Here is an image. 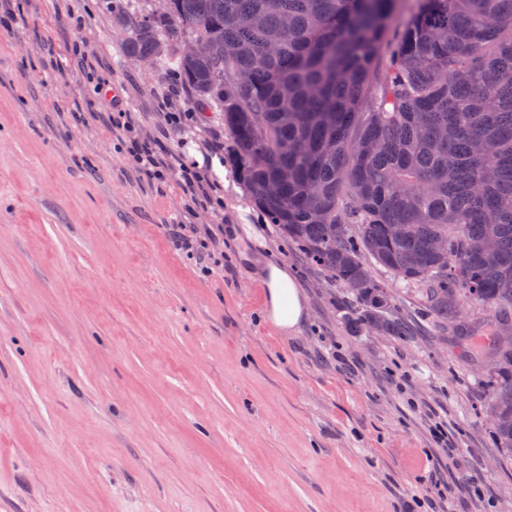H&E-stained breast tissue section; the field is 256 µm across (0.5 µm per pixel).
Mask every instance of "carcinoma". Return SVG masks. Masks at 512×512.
I'll list each match as a JSON object with an SVG mask.
<instances>
[{
	"label": "carcinoma",
	"mask_w": 512,
	"mask_h": 512,
	"mask_svg": "<svg viewBox=\"0 0 512 512\" xmlns=\"http://www.w3.org/2000/svg\"><path fill=\"white\" fill-rule=\"evenodd\" d=\"M192 39L228 53L186 59ZM128 52L224 113L254 203L348 288L351 330L410 336L406 310L512 362L494 339L512 322V0H169L135 17ZM465 303L491 314L464 322ZM494 377L511 452L512 369Z\"/></svg>",
	"instance_id": "obj_1"
}]
</instances>
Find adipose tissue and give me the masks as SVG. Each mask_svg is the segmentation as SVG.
<instances>
[{
  "mask_svg": "<svg viewBox=\"0 0 512 512\" xmlns=\"http://www.w3.org/2000/svg\"><path fill=\"white\" fill-rule=\"evenodd\" d=\"M261 276L266 287V315L283 331L296 330L307 316L306 305L295 279L281 266L262 264Z\"/></svg>",
  "mask_w": 512,
  "mask_h": 512,
  "instance_id": "adipose-tissue-1",
  "label": "adipose tissue"
}]
</instances>
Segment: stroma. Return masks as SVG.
<instances>
[{
	"mask_svg": "<svg viewBox=\"0 0 512 512\" xmlns=\"http://www.w3.org/2000/svg\"><path fill=\"white\" fill-rule=\"evenodd\" d=\"M0 26V512H399L460 452V512H512V452L483 415L488 374L433 325L354 333L343 287L236 175L221 113L127 54L153 0H10ZM177 113L179 126L163 121ZM153 141L164 180L126 154ZM196 165L217 188L199 208ZM219 239L179 250L170 223ZM287 266L309 317L265 315L261 262ZM477 474L470 488L461 471ZM182 188L184 193L190 195L199 203H205L206 205L211 201L210 192L204 188L201 180V176L197 171H189L184 169L182 171Z\"/></svg>",
	"mask_w": 512,
	"mask_h": 512,
	"instance_id": "35a3bbf8",
	"label": "stroma"
}]
</instances>
